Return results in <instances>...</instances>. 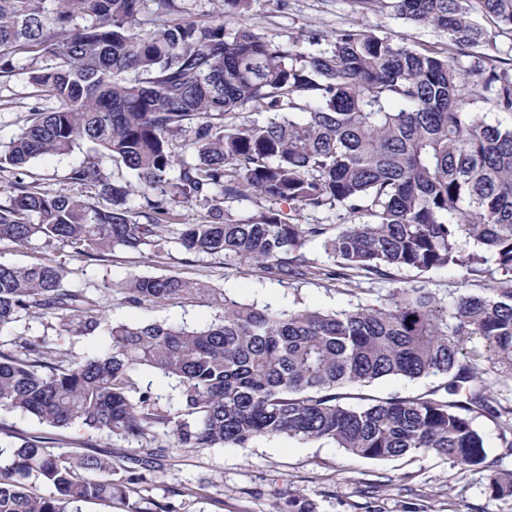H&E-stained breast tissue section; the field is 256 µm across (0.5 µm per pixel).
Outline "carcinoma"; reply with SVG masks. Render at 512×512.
<instances>
[{
  "label": "carcinoma",
  "mask_w": 512,
  "mask_h": 512,
  "mask_svg": "<svg viewBox=\"0 0 512 512\" xmlns=\"http://www.w3.org/2000/svg\"><path fill=\"white\" fill-rule=\"evenodd\" d=\"M201 18L185 0H0V78L27 62L51 109H33L0 144V168L83 143L95 156L67 180L109 205L37 183H15L0 203V240L42 239L88 255L161 248L176 208H202L178 241L195 253L254 263L279 281L324 275L347 286L459 269L481 286L445 301L417 287L335 312L243 303L224 289L176 275L108 282L132 305L200 301L204 328L158 322L108 324L65 287L62 267L0 264V329L22 311L60 320L67 335L111 339L81 362L45 340L0 350V411L54 429L74 424L111 437L161 434L180 446L243 447L257 437L327 440L371 460L434 451L464 468L487 467L475 419L497 424L512 455V402L488 391L512 379V122H490L477 104L512 116V0H352L361 14L394 15L447 36L409 46L352 25L304 42L276 41L244 17L255 0H222ZM475 58L467 70L459 57ZM254 106L265 121L237 125ZM283 202L234 220L224 203ZM342 211L349 223L298 217ZM145 217L142 223L139 217ZM321 241L332 268L304 249ZM491 284L482 287L485 277ZM474 339L484 350L467 348ZM152 369L177 382L176 403L140 388ZM439 377L414 397L365 389L387 378ZM0 512H81L90 500L123 512H173L140 495L143 477L112 480V459L58 454L47 442L0 426ZM53 488L45 496L30 479ZM512 497V473L490 475Z\"/></svg>",
  "instance_id": "carcinoma-1"
}]
</instances>
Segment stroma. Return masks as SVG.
I'll return each mask as SVG.
<instances>
[{
	"instance_id": "stroma-1",
	"label": "stroma",
	"mask_w": 512,
	"mask_h": 512,
	"mask_svg": "<svg viewBox=\"0 0 512 512\" xmlns=\"http://www.w3.org/2000/svg\"><path fill=\"white\" fill-rule=\"evenodd\" d=\"M246 23L275 39L287 40L311 31L325 34L348 24H360L377 32H390L406 44H441L438 30L417 27L381 14L360 15L351 0H256ZM30 84L25 69L0 78V143L19 130L32 108H50ZM81 145L64 156H43L25 170L0 171V202L13 194L16 181L37 182L49 193L63 191L94 197L87 186L69 183V170L89 154ZM48 262L66 270V287L82 290L92 313L114 323L164 322L170 325L209 324L213 308L199 303L135 306L108 284L130 274L178 275L224 289L238 300L285 308L348 309L375 302L377 296L409 285L413 273L392 272L372 289L347 290L325 277L278 281L260 269L229 261L221 255L192 254L176 242L163 253L117 250L102 260L88 259L72 246L34 240L18 245L0 241V263L26 266ZM56 319L21 314L0 330V347L10 348L18 338H57ZM0 421L27 435L53 438L58 453L111 458L118 472L136 471L143 476L142 495L173 502L175 512H288L292 499L302 501L308 512H512V497L493 498L488 489L489 471H512V456L504 455L496 424L486 416L476 425L483 433L489 471L464 469L430 452H412L398 459L367 460L347 454L325 441H299L288 437H259L243 447L162 448L155 464L142 465L141 443L108 436L75 426L58 431L35 418L5 414Z\"/></svg>"
}]
</instances>
